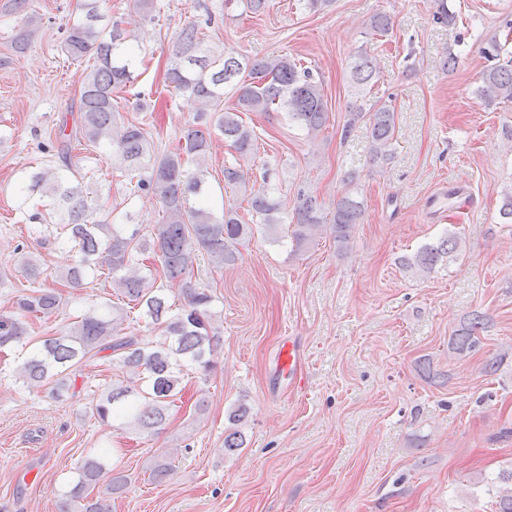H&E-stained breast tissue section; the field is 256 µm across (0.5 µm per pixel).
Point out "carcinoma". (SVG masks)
Instances as JSON below:
<instances>
[{"label": "carcinoma", "instance_id": "obj_1", "mask_svg": "<svg viewBox=\"0 0 512 512\" xmlns=\"http://www.w3.org/2000/svg\"><path fill=\"white\" fill-rule=\"evenodd\" d=\"M99 0H80L79 15L66 29L62 50L69 60L88 63L80 87L77 119L72 127L62 125L56 135L61 164L24 176L16 186L19 199L39 191L52 201L53 214L64 235V243L75 250L76 259L49 287L18 296L15 314L0 317V349L19 346L25 358L16 380L28 391L54 379L60 391L70 388L71 375L86 360L105 351L109 362L124 370L127 379L114 383L96 405V414L115 418L142 432H155L166 422L170 407L181 392L189 369H213V357L221 342L210 310L212 296L191 285L198 254H206L222 269L234 264L237 245L252 233L236 209H222L215 216L206 182V163L212 148V133L238 157L247 159L258 150L257 136L243 122V112H269L275 108L288 114V122L318 136L328 112L321 83L308 68L286 55L265 56L247 62L231 53H217L205 46L199 26L191 22L174 41L173 60L164 74V85L187 93L198 102L192 122L185 125L177 145L158 155L148 133L133 122L120 121L116 93L134 85L140 46L136 36L111 26H99ZM39 30L37 18L26 16L13 36L16 53L25 52ZM486 56L494 60L481 74L480 100L488 105L512 102V56L492 42ZM250 71L253 81L238 79ZM353 80L365 85L375 76L371 56L361 51L351 63ZM234 103L224 106V95ZM370 130L373 158L386 162L396 130L394 107L382 104L363 109L349 106L344 135L360 123ZM101 148L118 160L120 176L136 181V192L153 197L163 206L164 221L144 236L135 224H98L89 221L83 182L85 175L74 151ZM246 184V174L236 165L224 167V186ZM262 224L279 223L281 203L263 186L251 191L248 201ZM363 201L351 194L336 203L330 231L340 246L346 244L355 225L361 223ZM291 244L294 250L312 242L324 227L321 205L311 195L299 193L293 210ZM462 251L460 238L452 233L427 244L411 256L401 258V267L418 276L432 272L445 258ZM112 284L121 302L94 305L70 323L57 337L36 339L32 325L56 313L62 289L81 288L88 280ZM179 283L184 305L172 312L169 286ZM136 309L150 324L164 328L165 341L142 346L134 336L122 334L129 310ZM484 318L476 315L463 322L454 334L455 351L470 352L479 346ZM111 474L108 491L127 485L122 473L108 468L104 449L88 456L77 468L72 486L58 502V512H72Z\"/></svg>", "mask_w": 512, "mask_h": 512}]
</instances>
